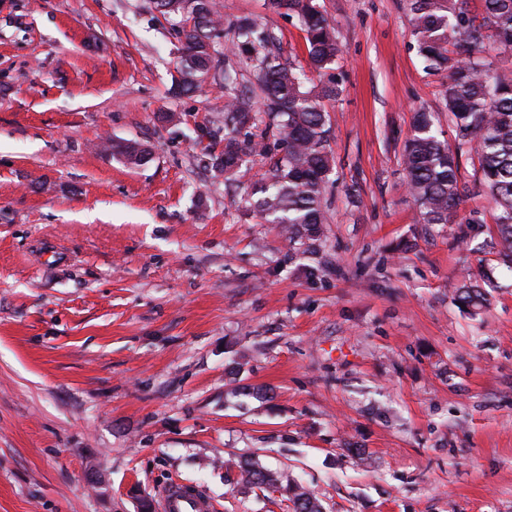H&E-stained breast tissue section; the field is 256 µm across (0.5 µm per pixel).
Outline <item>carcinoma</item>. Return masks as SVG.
I'll use <instances>...</instances> for the list:
<instances>
[{"instance_id": "carcinoma-1", "label": "carcinoma", "mask_w": 512, "mask_h": 512, "mask_svg": "<svg viewBox=\"0 0 512 512\" xmlns=\"http://www.w3.org/2000/svg\"><path fill=\"white\" fill-rule=\"evenodd\" d=\"M268 8L296 19L305 33L310 69L327 77L319 91L306 88L304 71L280 61L269 44L274 37L245 17L235 25V46L253 62L262 93V110L240 93L236 70L224 66V137L222 149L209 155L215 175L229 181L250 156L269 160V176L253 188V212L282 224L289 239L317 240L326 223L324 193L333 170L329 145L328 104L339 96L331 73L341 52L333 25L318 0H267ZM162 15H182L177 76L172 92L190 97L215 75L223 52L216 32L223 26L213 0H154ZM413 36L428 67L447 81L440 94L455 132V148L440 139L433 113H415L405 141L403 166L424 224L459 222L461 200L458 156L477 143L481 184L497 210L496 227L512 259V71L493 67L492 53L512 51V0H483L482 11L469 0H411ZM456 51H448V46ZM275 130L274 140L256 134L260 124ZM112 154L140 166L150 159L143 145L112 141ZM458 302L478 315L487 298L478 283L456 291ZM241 480L257 487L281 488L278 479L252 462L240 465ZM284 491L293 512H321L314 493L294 483Z\"/></svg>"}]
</instances>
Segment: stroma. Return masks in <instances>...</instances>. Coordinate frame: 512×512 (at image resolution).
I'll return each instance as SVG.
<instances>
[{"mask_svg": "<svg viewBox=\"0 0 512 512\" xmlns=\"http://www.w3.org/2000/svg\"><path fill=\"white\" fill-rule=\"evenodd\" d=\"M215 3L305 65L295 20ZM319 3L341 93L324 235L303 243L244 207L264 159L211 171L224 77L171 97L179 18L0 0V512H160L174 480L215 512H291L239 483L246 457L325 512H512V264L479 156L460 158L475 223H421L401 155L422 108L453 140L445 77L408 0ZM109 149L112 150L113 155L122 157L126 163L133 166L143 165L150 159L149 150L137 142L112 140ZM458 302L469 309L473 315H478L486 307L487 298L482 287L477 282L465 284L456 291Z\"/></svg>", "mask_w": 512, "mask_h": 512, "instance_id": "35a3bbf8", "label": "stroma"}]
</instances>
